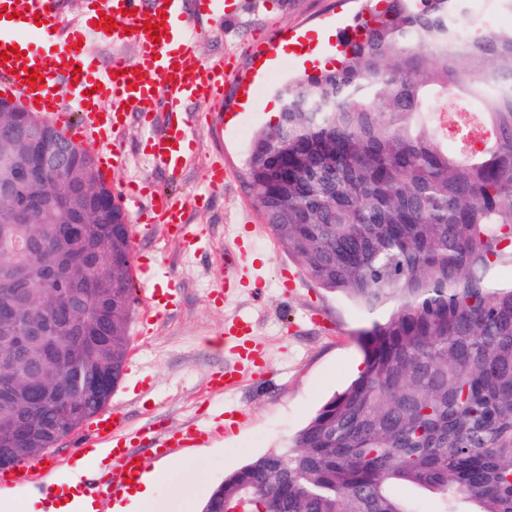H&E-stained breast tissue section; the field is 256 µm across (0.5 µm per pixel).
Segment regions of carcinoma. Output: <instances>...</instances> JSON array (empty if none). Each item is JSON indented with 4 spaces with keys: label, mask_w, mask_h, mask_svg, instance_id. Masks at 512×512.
<instances>
[{
    "label": "carcinoma",
    "mask_w": 512,
    "mask_h": 512,
    "mask_svg": "<svg viewBox=\"0 0 512 512\" xmlns=\"http://www.w3.org/2000/svg\"><path fill=\"white\" fill-rule=\"evenodd\" d=\"M336 65L282 86L253 138L249 185L269 229L318 284L360 310V374L285 452L227 475L201 512H512V28L463 35L465 0H364ZM455 150H448V136ZM0 116V187L27 165ZM24 188L0 196V323L32 345L0 366V460L41 459L119 387L138 302L118 200L73 237ZM87 195L104 181L96 163ZM63 309L65 324L41 318ZM38 386L52 389L43 400Z\"/></svg>",
    "instance_id": "cac0c4a2"
}]
</instances>
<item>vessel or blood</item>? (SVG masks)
Returning a JSON list of instances; mask_svg holds the SVG:
<instances>
[{"label":"vessel or blood","mask_w":512,"mask_h":512,"mask_svg":"<svg viewBox=\"0 0 512 512\" xmlns=\"http://www.w3.org/2000/svg\"><path fill=\"white\" fill-rule=\"evenodd\" d=\"M1 6L8 14L0 18V53H9L10 58L0 64V94L21 101L40 119L61 130L67 142L92 153L103 178H111L123 164L116 142L130 113L149 117L157 101H165L170 112L168 124L153 132L145 147L157 163L173 171L179 170L194 150L189 129L203 122L223 124V113L211 109L221 88L203 74L193 49L194 21L185 10L184 0H87L91 16L102 13L116 21L112 31L92 23L62 24L57 0H0ZM147 21L158 25V40H151L144 29ZM92 37L113 45L133 43L137 55L132 59L113 56L107 71L95 70L88 49L77 46L78 41ZM14 47L19 50L15 56L10 53ZM32 70L38 71L40 78L31 83L27 77ZM187 101L206 106V115L183 112L181 106ZM121 202L139 214L138 222L129 227L133 243H141L160 228L185 246L200 247L197 225L184 220V201L131 182L122 189ZM132 273L141 287L145 313H160L175 305L177 289L155 283L148 262H136ZM250 332L251 326L244 320L225 325L224 338L234 344L238 358L212 374L211 390H229L251 372L258 353ZM140 433L150 436L158 456L166 457L192 451L214 431L190 422L171 432L149 425L135 432L121 409H107L90 419L80 442L84 448L109 447L112 468L103 482L43 487L38 480V464L26 463L1 472L0 485L40 486L43 512H59V502L88 494L95 498L117 495L127 480L138 479L143 471L132 448Z\"/></svg>","instance_id":"vessel-or-blood-1"}]
</instances>
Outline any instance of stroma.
<instances>
[{"instance_id": "1", "label": "stroma", "mask_w": 512, "mask_h": 512, "mask_svg": "<svg viewBox=\"0 0 512 512\" xmlns=\"http://www.w3.org/2000/svg\"><path fill=\"white\" fill-rule=\"evenodd\" d=\"M359 8L358 0H224L223 15L198 16L194 24L204 69L224 84L221 107L238 111L234 124L201 131L195 152L175 175L146 152L149 129L139 118L130 120L120 138L125 164L111 177L112 189L136 181L186 199L206 195L203 207L188 208L186 221L199 225L207 242L194 251L159 232L139 245V255L159 263L180 298L134 337L139 370L125 377L111 403L122 406L134 429L153 419L168 428L201 419L222 431L207 447L177 455L175 475L141 512H199L224 476L254 457L285 449L296 430L363 368L359 332L365 317L309 277L296 288L284 287V270L299 264L271 234L245 167L255 131L272 122L277 90L308 68L287 54L267 69L262 83H254L269 37L282 29L311 39L323 26L343 30ZM249 85L254 104L246 108L241 98ZM218 157L229 177L212 192L206 174ZM236 247L243 251V284L215 300L210 291L224 252ZM242 317L252 325L258 366L236 389L209 392L211 373L236 360L232 349L211 340Z\"/></svg>"}]
</instances>
